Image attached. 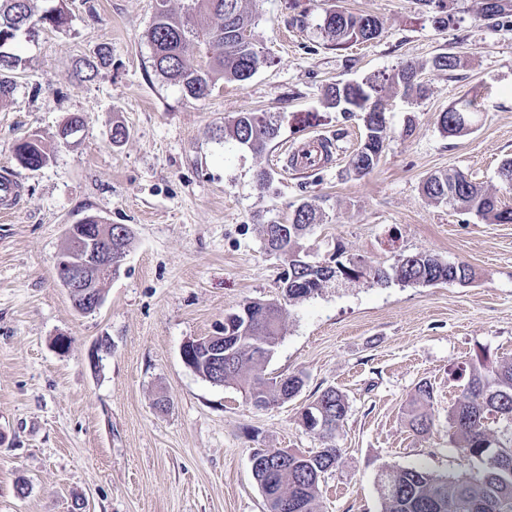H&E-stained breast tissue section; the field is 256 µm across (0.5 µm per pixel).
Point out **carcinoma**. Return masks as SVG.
<instances>
[{"mask_svg": "<svg viewBox=\"0 0 512 512\" xmlns=\"http://www.w3.org/2000/svg\"><path fill=\"white\" fill-rule=\"evenodd\" d=\"M38 0H0V100L7 99L16 88L17 56L11 46L21 33L32 38L42 28H60L68 23L66 12L58 7L37 11ZM155 11L146 31L152 49V65L166 80L179 86L192 99L212 93L221 80L245 82L246 71L258 51L254 38L241 41L242 31L254 25L253 15L243 7L244 0H186L184 11L173 12L169 0H155ZM436 12V23L448 26L451 18L447 0H422ZM323 28L339 46L354 40L369 41L381 32V22L372 15L330 12ZM197 54L190 62L189 52ZM112 63V49L98 47L94 56L79 64L84 78H94L98 70ZM461 66L455 53L435 55L429 67L453 77ZM422 67L407 64L391 74H374L361 81L335 82L325 89L327 107L348 116H368L365 137L348 162V171L366 174L379 162L388 138V129L379 123L381 94L388 88L406 96L421 98L426 87L419 80ZM475 99L458 98L438 116L445 134L459 135L470 131L468 123L459 119L462 113H476ZM277 121L258 112H239L216 130L218 139L229 137L255 153H262L279 136ZM14 158L27 169L36 171L47 165L50 155L36 138L19 140ZM423 194L437 202L450 203L473 212L493 224L512 223V207L464 177L463 174L440 172L429 175L422 184ZM317 210L311 203L298 207L286 224L262 225V237L270 248L288 260V275L282 284L288 293L282 297L292 304L321 291L319 272L305 265L302 240ZM329 278L346 280L365 278L374 284L394 280L402 284L434 285L438 283L468 284L474 279L470 266L448 265L429 252L401 256L385 268L354 261L327 267ZM283 306H272L266 316L239 327L240 340L224 353V384L236 386L250 400L277 404L283 396L300 390L299 375L266 377V367L283 335ZM467 379L455 402L448 407V421L454 428V442L461 455L460 471L452 477L434 474L423 468H406L383 472L378 476L383 512H512V363L472 364ZM433 386L419 383L416 396L407 413L409 427L417 433L430 431L434 422L429 414ZM327 414L329 427L322 434L333 438L342 428L348 413L346 397L333 387L315 398ZM319 451L288 467V474L258 476L257 483L270 495L286 496L295 501L297 512H317L321 497V479L315 473L324 467Z\"/></svg>", "mask_w": 512, "mask_h": 512, "instance_id": "carcinoma-1", "label": "carcinoma"}]
</instances>
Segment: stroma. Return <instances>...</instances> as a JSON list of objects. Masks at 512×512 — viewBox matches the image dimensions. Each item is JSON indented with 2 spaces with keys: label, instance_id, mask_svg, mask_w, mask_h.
I'll return each instance as SVG.
<instances>
[{
  "label": "stroma",
  "instance_id": "35a3bbf8",
  "mask_svg": "<svg viewBox=\"0 0 512 512\" xmlns=\"http://www.w3.org/2000/svg\"><path fill=\"white\" fill-rule=\"evenodd\" d=\"M244 2L265 61L248 81L219 83L199 100L152 68L145 31L155 0H39L62 5L68 25L17 40V88L0 102V172L22 184L0 217V512H75L78 500L84 512H266L252 451L324 447L300 412L329 387L349 409L319 512H382L381 472L455 474L448 408L461 369L512 361V224L421 191L430 174L458 171L512 206V186L498 176L512 157V26L485 17V0H452L444 29L421 0ZM338 8L376 16L379 37L334 46L322 24ZM103 43L111 65L82 80L79 62ZM448 51L462 59L456 79L427 69L423 99L383 93L390 137L380 161L348 175L364 127L326 107V86ZM464 95L479 106L474 127L444 134L439 113ZM238 112L278 120L264 153L214 138ZM75 114L83 131L59 139ZM117 123L129 136L116 146ZM29 135L51 155L37 171L13 158ZM317 136L331 141L333 163L287 168L289 153ZM260 169L272 185L257 182ZM306 202L320 209L303 241L312 259L387 268L427 251L475 276L465 285L335 281L287 307L267 372H300L305 384L262 409L200 377L180 349L245 302L279 297L288 262L264 250L260 226L287 223ZM88 215L128 225L133 237L102 306L83 314L54 257L66 227ZM423 380L434 389L435 427L420 436L404 412ZM162 395L165 411L155 405Z\"/></svg>",
  "mask_w": 512,
  "mask_h": 512
}]
</instances>
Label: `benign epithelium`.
<instances>
[{
	"label": "benign epithelium",
	"instance_id": "7a95c632",
	"mask_svg": "<svg viewBox=\"0 0 512 512\" xmlns=\"http://www.w3.org/2000/svg\"><path fill=\"white\" fill-rule=\"evenodd\" d=\"M90 224H73L70 237L73 246L55 256V265L60 283L73 301L80 302V311L86 314L95 312L104 302V288L114 277L112 264V225L96 215L90 216ZM266 302H249L241 307V313L225 316V334H217L206 338L187 340L181 349L183 362H188V352L201 347L207 353L213 367L219 369V375L212 376V383H220L224 379V346L233 345L236 337L232 330L240 315L250 318L257 310H265Z\"/></svg>",
	"mask_w": 512,
	"mask_h": 512
}]
</instances>
